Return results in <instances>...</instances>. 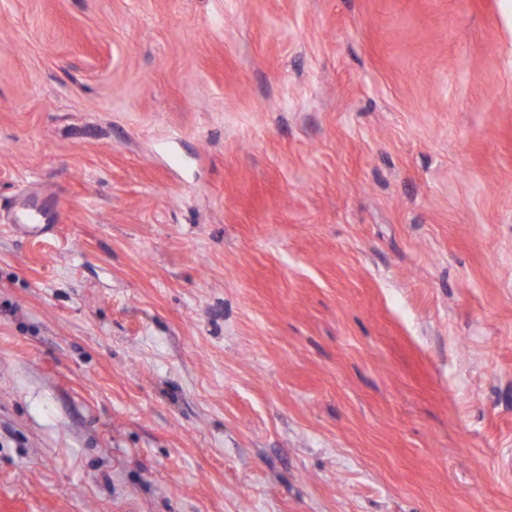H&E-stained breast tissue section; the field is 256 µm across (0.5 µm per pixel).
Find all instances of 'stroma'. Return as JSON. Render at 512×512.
I'll use <instances>...</instances> for the list:
<instances>
[{"mask_svg":"<svg viewBox=\"0 0 512 512\" xmlns=\"http://www.w3.org/2000/svg\"><path fill=\"white\" fill-rule=\"evenodd\" d=\"M509 456L512 0H0V512H512ZM45 210L36 205L22 206L14 215L12 228L25 236H39L52 224Z\"/></svg>","mask_w":512,"mask_h":512,"instance_id":"1","label":"stroma"}]
</instances>
